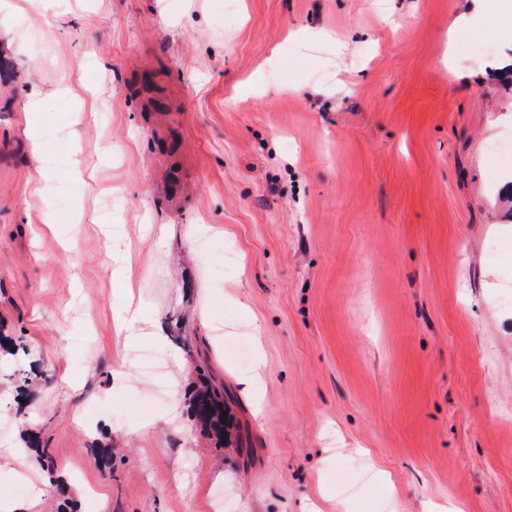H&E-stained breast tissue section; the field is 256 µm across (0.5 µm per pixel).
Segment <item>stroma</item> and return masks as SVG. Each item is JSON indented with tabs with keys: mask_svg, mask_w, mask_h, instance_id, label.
I'll use <instances>...</instances> for the list:
<instances>
[{
	"mask_svg": "<svg viewBox=\"0 0 512 512\" xmlns=\"http://www.w3.org/2000/svg\"><path fill=\"white\" fill-rule=\"evenodd\" d=\"M502 3L0 0V512H512ZM198 382L191 388L188 398L191 417L200 424L201 428L216 439L224 447V433L226 426L221 422L223 412H227V421L230 425L233 413L224 387L212 384L208 377L199 369ZM209 405V408H206ZM212 409V412H209Z\"/></svg>",
	"mask_w": 512,
	"mask_h": 512,
	"instance_id": "1",
	"label": "stroma"
}]
</instances>
